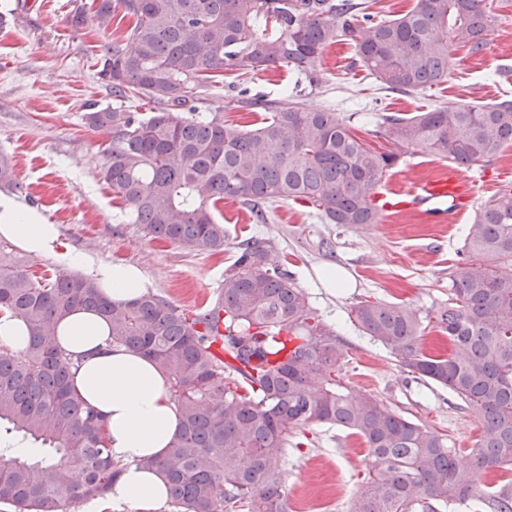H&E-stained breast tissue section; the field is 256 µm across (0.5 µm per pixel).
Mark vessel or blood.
I'll return each instance as SVG.
<instances>
[{"label":"vessel or blood","mask_w":512,"mask_h":512,"mask_svg":"<svg viewBox=\"0 0 512 512\" xmlns=\"http://www.w3.org/2000/svg\"><path fill=\"white\" fill-rule=\"evenodd\" d=\"M473 197L470 184L460 172L447 178L422 181L411 188L383 187L376 195L380 209L386 212L424 211L428 220L445 222L449 211L465 208Z\"/></svg>","instance_id":"obj_1"}]
</instances>
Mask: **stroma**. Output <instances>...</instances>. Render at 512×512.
<instances>
[{"instance_id":"stroma-1","label":"stroma","mask_w":512,"mask_h":512,"mask_svg":"<svg viewBox=\"0 0 512 512\" xmlns=\"http://www.w3.org/2000/svg\"><path fill=\"white\" fill-rule=\"evenodd\" d=\"M491 2L497 20L487 54L470 57L453 48L452 76L422 93L381 89L360 66L352 42L340 41L320 57V86H310L284 67L227 73L194 94L189 105L199 112L223 109L227 126L251 129L264 113L249 108L248 100L298 101L309 109L353 114L354 135L371 149H384L385 141L374 134L376 115L512 99V0ZM79 7L94 11L92 0H0V13L6 15L0 27V151L11 156L15 177L27 189L24 201L60 226L64 244L97 259L142 267L152 294L186 315L218 295L239 242L270 241L310 306L340 334L345 385L424 423L451 447H475L482 428L461 400L404 372L381 345L364 336L352 314L365 300L411 305L424 317L426 350L447 352L448 338L433 317L448 304V270L458 259L473 211L449 216L444 224L425 223L414 213H391L376 224L344 227L325 223L306 204L277 202L269 205L267 222L259 224L236 200L215 209L226 230L222 251L201 253L152 238L142 225L127 223L122 200L101 174L107 137L82 119L91 109L116 103L99 76V60L130 21L117 16L106 28L90 21L76 28L70 19ZM447 172V162L420 152L405 158L387 179L410 187ZM461 173L477 181L476 199L484 201L503 184H512V147L490 164ZM327 264L335 265L342 287H328L321 278ZM306 435L302 445L288 443L283 456L291 505L302 512H350L372 467L366 448L339 428L320 426Z\"/></svg>"}]
</instances>
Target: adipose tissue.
Segmentation results:
<instances>
[{
  "label": "adipose tissue",
  "instance_id": "obj_1",
  "mask_svg": "<svg viewBox=\"0 0 512 512\" xmlns=\"http://www.w3.org/2000/svg\"><path fill=\"white\" fill-rule=\"evenodd\" d=\"M0 238L34 257L55 254L63 268L89 269L102 295L115 304L145 295L151 285L138 266L63 247L58 225L1 193ZM56 342L75 361L74 393L103 416L107 444L122 462L109 499L136 512H154L169 499L167 481L159 470L146 469L141 462L165 457L182 429L168 374L142 353L113 343L108 322L93 312L78 309L64 317Z\"/></svg>",
  "mask_w": 512,
  "mask_h": 512
}]
</instances>
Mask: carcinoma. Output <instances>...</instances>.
Returning a JSON list of instances; mask_svg holds the SVG:
<instances>
[{"label": "carcinoma", "mask_w": 512, "mask_h": 512, "mask_svg": "<svg viewBox=\"0 0 512 512\" xmlns=\"http://www.w3.org/2000/svg\"><path fill=\"white\" fill-rule=\"evenodd\" d=\"M135 20L102 58L100 76L120 104L83 114L109 137L101 174L128 222L197 252L224 250L213 212L225 199L265 223L268 203L310 205L328 224L379 223L373 195L400 159L425 152L454 166L490 163L512 145V99L383 113L368 148L353 115L298 103L266 110L238 130L224 110L185 109L194 90L226 72L286 67L322 82L317 62L337 41L386 89L416 93L451 75L450 46L483 56L495 16L485 0H415L406 13L375 20L355 0H120ZM94 20L112 22L113 0H95ZM147 99L140 114L126 102ZM0 187L23 191L0 154ZM448 308L436 323L446 356L428 354L411 306L361 301L355 322L407 373L447 387L481 421L468 458L383 401L341 381L343 343L316 316L307 295L267 243L247 239L225 271L219 298L187 318L147 294L107 302L81 274L28 273L27 259L0 241V313L29 327L25 351L0 348V503L12 512H66L103 497L119 463L105 424L71 390L73 361L56 327L77 307L102 315L112 342L139 351L171 377L182 416L168 455L143 465L162 471L173 512H288L281 456L288 437L314 426L346 430L374 458L351 512H512V482L485 486L483 474L512 468V185L477 209L449 273Z\"/></svg>", "instance_id": "1"}]
</instances>
